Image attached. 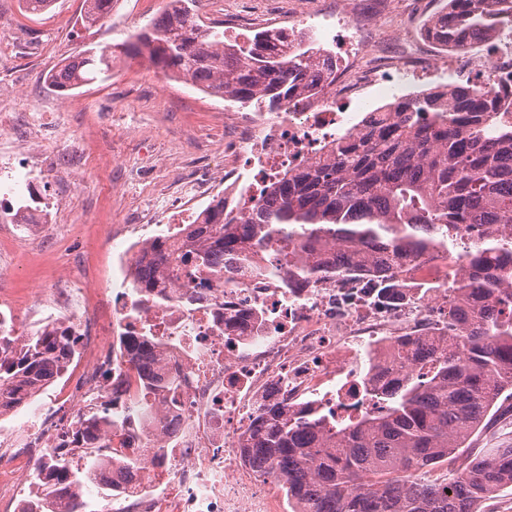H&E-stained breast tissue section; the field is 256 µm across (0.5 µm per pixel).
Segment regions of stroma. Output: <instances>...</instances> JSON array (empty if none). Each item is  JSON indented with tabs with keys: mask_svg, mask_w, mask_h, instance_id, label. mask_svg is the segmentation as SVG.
I'll return each mask as SVG.
<instances>
[{
	"mask_svg": "<svg viewBox=\"0 0 512 512\" xmlns=\"http://www.w3.org/2000/svg\"><path fill=\"white\" fill-rule=\"evenodd\" d=\"M165 0H114L112 13L97 25L82 27L84 0H57L48 12L32 15L22 0H0V96L13 111L38 119L55 116L45 136L60 160L84 157L88 165L78 181L49 185L45 200L64 196L70 206L58 212L54 238L73 236L99 274H107L111 257L103 242L106 224L131 223L151 205L157 193L177 204L178 185L201 168L218 169L223 157L224 100L211 97L185 79L165 77L143 58L119 56L110 76L64 97L48 83L60 63L84 50L120 44L148 27ZM336 0H224V12L235 19L226 31L234 43L264 30L275 14H305L320 43L335 48L327 17ZM444 0H400L393 14L378 17L383 34L403 29L414 59L427 68L443 50L423 42L421 28ZM123 158L113 167L112 154ZM62 259L52 242L31 250L18 247L9 263L14 294L59 269Z\"/></svg>",
	"mask_w": 512,
	"mask_h": 512,
	"instance_id": "1",
	"label": "stroma"
}]
</instances>
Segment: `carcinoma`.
Returning a JSON list of instances; mask_svg holds the SVG:
<instances>
[{
	"instance_id": "cac0c4a2",
	"label": "carcinoma",
	"mask_w": 512,
	"mask_h": 512,
	"mask_svg": "<svg viewBox=\"0 0 512 512\" xmlns=\"http://www.w3.org/2000/svg\"><path fill=\"white\" fill-rule=\"evenodd\" d=\"M153 20L126 56L147 54L166 77L184 78L212 97L258 112H276L300 93L319 94V51L306 36L270 46L262 31L243 43L198 23L188 0ZM496 0H447L439 45L465 50L470 33L490 29ZM112 12V0H85L83 23ZM114 51L89 50L62 64L51 84L67 92L112 72ZM394 121L369 120L336 141L322 163H309L270 185L247 212L211 202L191 234L199 249L182 251L166 236L151 240L155 262L200 273L247 262L272 244L296 279L367 267L379 284L431 248L466 258L453 325L463 335L426 354L403 350L414 371L384 397L381 413L344 426L325 410L273 406L253 423L240 451L263 478L285 491L291 512H476L485 497L512 490V441L462 449L488 428L487 417L512 392V94L477 86L422 91L390 105ZM0 325V413L44 390L66 364L75 338L42 331L18 350ZM464 349L465 357L459 356ZM61 467L52 512H86L75 489L97 476L102 460Z\"/></svg>"
}]
</instances>
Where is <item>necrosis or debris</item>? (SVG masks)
I'll use <instances>...</instances> for the list:
<instances>
[{
	"mask_svg": "<svg viewBox=\"0 0 512 512\" xmlns=\"http://www.w3.org/2000/svg\"><path fill=\"white\" fill-rule=\"evenodd\" d=\"M480 43L484 52L437 59L432 76L512 92V22L498 23ZM351 44L324 95L296 96L282 112L225 113L232 138L224 144L220 174L191 178L182 190L183 214L149 208L140 223L113 225L107 281L60 240L56 249L66 257L60 271L21 298L0 288V321L14 335H26L36 318L75 338V354L37 418L22 431H0V512L44 502L53 483L34 480L33 470L53 471L59 460L80 466L85 450L73 434L89 413L105 409L119 421L99 432L107 447L96 484L111 486L113 512H280L269 480L240 453L263 408L322 406L345 421L379 412L380 402L364 394V378L392 387L403 373L402 344L447 343L454 305L448 270L463 261L440 252L405 266L397 288L385 295L362 272L288 287L273 247L221 274L202 276L187 267L162 272L163 298L156 302L133 285L142 272L136 260L150 243L145 228L161 226L171 240L185 242V225L219 191L227 203L249 210L263 187L325 158L338 137L362 128L359 113L341 111L343 99L394 90L396 76L412 66L408 58L385 54L371 23ZM3 132L18 146L14 188H30L35 173L54 159L15 112L0 106ZM5 211L14 218V206ZM32 214L0 226V256L21 243L40 244L50 211L36 206ZM132 336L151 337L157 362L150 371L132 360ZM145 401L151 412L138 416ZM132 458L140 463L134 472L127 469Z\"/></svg>",
	"mask_w": 512,
	"mask_h": 512,
	"instance_id": "4bbe7bcc",
	"label": "necrosis or debris"
}]
</instances>
